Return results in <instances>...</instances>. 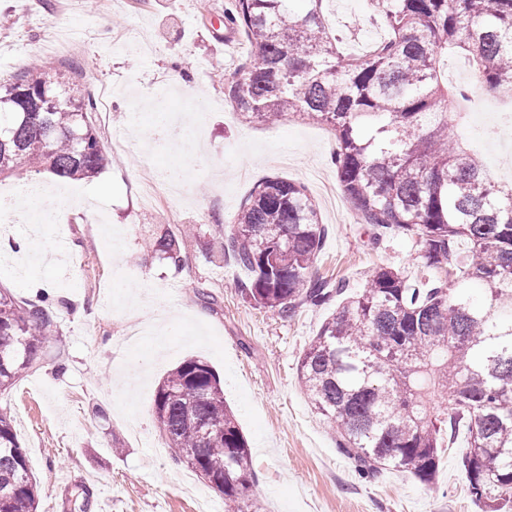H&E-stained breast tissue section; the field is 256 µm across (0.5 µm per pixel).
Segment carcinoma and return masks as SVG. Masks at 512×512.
<instances>
[{"label": "carcinoma", "instance_id": "carcinoma-1", "mask_svg": "<svg viewBox=\"0 0 512 512\" xmlns=\"http://www.w3.org/2000/svg\"><path fill=\"white\" fill-rule=\"evenodd\" d=\"M323 0H228L224 24L243 31L250 55L224 94L252 122L299 117L334 132L340 186L377 234L424 246L416 283L376 268L355 295L313 276L324 226L304 185L267 177L235 217L227 250L247 273L246 299L282 318L336 300L299 361L312 406L332 424L339 452L359 474L395 469L434 482L443 437L463 428L461 459L482 512L512 505V184L448 140V49L481 87L512 92V0H369L387 36L358 55L326 25ZM56 101L14 111L20 93ZM77 98L56 70L37 64L0 80V175L25 164L84 179L108 164ZM466 249H461V245ZM155 250L178 264L173 236ZM56 327L54 308L0 289V391L32 364ZM154 415L176 460L224 497L227 512H265L253 491L250 450L224 402L220 379L190 358L159 384ZM0 512H37V486L0 409Z\"/></svg>", "mask_w": 512, "mask_h": 512}]
</instances>
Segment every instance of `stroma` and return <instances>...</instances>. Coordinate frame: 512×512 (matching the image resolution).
Listing matches in <instances>:
<instances>
[{
    "instance_id": "obj_1",
    "label": "stroma",
    "mask_w": 512,
    "mask_h": 512,
    "mask_svg": "<svg viewBox=\"0 0 512 512\" xmlns=\"http://www.w3.org/2000/svg\"><path fill=\"white\" fill-rule=\"evenodd\" d=\"M226 0H0V79L51 62L81 98L112 89V110L88 122L109 157L95 177L61 181L49 172L17 171L0 180L15 192L13 221L0 223V288L19 298L43 292L56 328L32 368L0 393L40 491L38 512H197L181 487L189 475L208 499L223 497L177 462L163 443L152 406L168 372L189 358L219 375L251 452L254 491L267 512H481L460 467L466 435L441 452L433 485L387 470L360 479L341 456L328 421L298 382L297 365L330 314L301 306L293 317L257 307L239 284L246 273L224 251V236L253 186L268 176L303 184L326 228L316 276L364 288L380 266L421 275L419 239H375L357 220L331 157L336 138L321 124L249 123L224 96L249 47L225 28ZM329 27L343 48L360 53L385 31L366 0H325ZM136 33L133 52L119 33ZM184 81L171 86L172 72ZM192 120L196 139L157 136L155 104ZM498 106L482 105L448 125L451 140L478 154L486 172L497 152L484 138ZM180 172L178 223L163 205L144 207V180ZM60 186L75 198L58 221L31 236L24 201L30 187ZM193 225L188 236L182 226ZM182 238L180 265L155 252L164 236ZM37 252L65 241L63 263L26 266L17 244ZM123 287H114L115 275ZM173 322L158 336L156 320Z\"/></svg>"
}]
</instances>
